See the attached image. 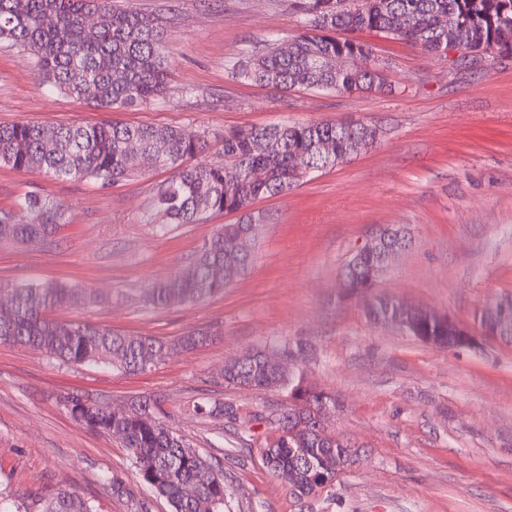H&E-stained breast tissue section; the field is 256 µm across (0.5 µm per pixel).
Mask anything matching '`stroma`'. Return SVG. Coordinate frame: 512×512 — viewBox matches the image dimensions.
Segmentation results:
<instances>
[{
  "instance_id": "35a3bbf8",
  "label": "stroma",
  "mask_w": 512,
  "mask_h": 512,
  "mask_svg": "<svg viewBox=\"0 0 512 512\" xmlns=\"http://www.w3.org/2000/svg\"><path fill=\"white\" fill-rule=\"evenodd\" d=\"M165 18L169 84L158 101L93 107L43 83L34 58L0 43V123L173 126L211 144L200 163L221 161L224 132L287 121L355 120L376 126V147L253 205L264 222L245 272L224 293L167 309L147 304L221 225L174 224L151 214L168 169L103 187L0 166V208L25 195L53 199L68 221L46 240L0 243V298L19 283L63 280L91 288L95 305L50 311L56 320L153 336L171 349L151 371L130 374L64 364L32 347L0 344V494L13 512H45L62 488L96 512H170L138 478L120 438L88 431L63 399L82 392L124 409L157 400L167 425L224 466L232 512H512V345L441 349L370 321L345 295L339 271L384 225L411 244L385 269L380 293L477 328L485 304L512 298V61L469 70L373 32L362 38L390 64L392 94L285 90L233 77L238 61L271 36L299 28L293 0H128ZM213 338L177 348L185 334ZM306 343L291 373L328 393L329 430L359 460L328 491L299 506L260 450L276 437L272 413L287 393L225 383L230 357L273 343ZM231 405L230 418L196 405ZM234 456H226V449ZM122 484L113 493L101 481Z\"/></svg>"
}]
</instances>
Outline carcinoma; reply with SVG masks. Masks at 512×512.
I'll use <instances>...</instances> for the list:
<instances>
[{
  "label": "carcinoma",
  "mask_w": 512,
  "mask_h": 512,
  "mask_svg": "<svg viewBox=\"0 0 512 512\" xmlns=\"http://www.w3.org/2000/svg\"><path fill=\"white\" fill-rule=\"evenodd\" d=\"M301 31L288 39L272 38L252 51L235 70L240 79L283 89L303 88L348 94L382 92L387 79L370 46L356 37L363 31L385 32L404 18L399 37L423 52L460 67L471 64L480 44H494L512 56V0H294ZM352 33L336 37V31ZM0 42L12 43L36 60L39 77L57 90L100 108H132L164 97L169 45L162 24L114 0H0ZM344 55L351 64L336 69ZM379 129L344 120L287 122L273 127L224 131V162L196 165L207 149L200 135L172 127L113 122L101 125L0 124V166L45 173L61 179H89L103 187L139 173L153 158L172 175L159 185L153 209L169 224H199L212 215L238 213L204 243L190 265L173 279L149 289L160 308L204 301L219 295L247 268L261 219L251 211L260 197L283 194L301 182L294 163L301 155L317 169L336 165L375 146ZM24 211L14 220L13 211ZM66 222L61 204L26 195L0 210V241L45 238ZM250 231L243 250L224 253V237ZM387 264L380 253L362 254L342 270L340 287L349 296L365 295V313L375 323H390L417 339L455 347L458 336L447 315L408 309L373 289ZM97 301L87 288L47 280L22 283L10 292V313L0 317V343L34 345L69 364L112 366L129 373L151 370L167 346L152 336L127 337L110 327L58 321L46 312ZM509 319L499 318L500 307ZM479 323L512 339V300L481 310ZM224 381L236 386L288 391V413L274 414L278 437L260 449L269 471L288 482L296 498L335 485L350 467L351 444L318 427L335 399L295 380L288 364L271 365L268 353L252 350L229 359ZM157 404L142 400L117 415L105 409L82 413L81 424L117 435L143 484L164 498L172 512H228L224 471L155 416ZM46 512H95L77 493H57Z\"/></svg>",
  "instance_id": "1"
}]
</instances>
